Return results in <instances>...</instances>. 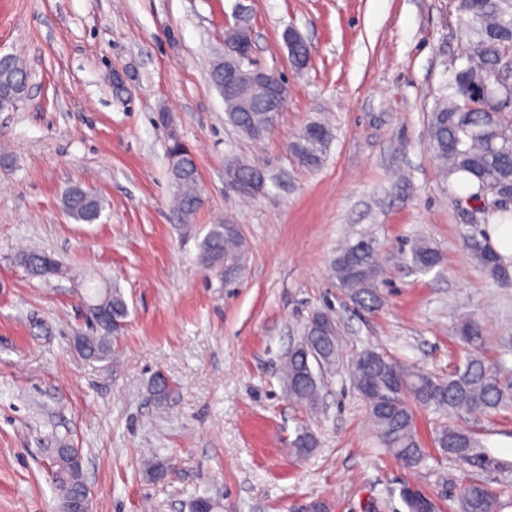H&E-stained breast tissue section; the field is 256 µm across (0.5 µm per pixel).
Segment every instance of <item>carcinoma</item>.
Instances as JSON below:
<instances>
[{
    "label": "carcinoma",
    "instance_id": "1",
    "mask_svg": "<svg viewBox=\"0 0 512 512\" xmlns=\"http://www.w3.org/2000/svg\"><path fill=\"white\" fill-rule=\"evenodd\" d=\"M457 35L463 43L462 63L449 71L446 94L436 101L429 115L431 150L445 177H459L473 189L471 196L495 199L512 193V114L487 112V97L495 93L511 97L512 89L491 83L502 62L512 57V0H457ZM29 74L21 60L9 56L0 61V90H8L20 103L27 95ZM212 86L223 92L224 58L218 57L210 69ZM249 79L241 80L238 97L224 100L226 119L244 135L255 138L271 130V114L256 103L242 112L239 105L252 99ZM333 133L320 121L307 124L290 143L298 163L308 169L321 165ZM175 210L187 224L202 202L200 175L193 155L182 153L178 164H170ZM62 207L78 223L93 224L101 216L102 200L80 186L67 189ZM468 254L498 283L506 286L512 273L496 252L470 233L463 237ZM242 238L235 224H211L198 244V260L226 280L235 278L243 264ZM408 263L428 272L439 263L435 249L426 241L417 242L409 252ZM32 275L49 278L58 274L61 264L52 255L30 250L20 255ZM332 277L345 297L362 309L371 307L381 269L376 259L375 242L359 238L347 244L331 262ZM89 302L114 324L129 316L127 301L118 288H94ZM87 320L96 334L84 337L89 357L105 360L112 356L111 331L101 326L94 312ZM457 335L466 346L465 355L446 375L436 376L403 367L389 355L373 348L360 353L353 364V384L365 401L376 433L398 460L408 467H419L430 457L417 431L414 408L431 410L441 416L468 413L489 416L512 407V384L502 377L501 368L486 364L482 350L486 345L483 330L471 317L457 326ZM303 337L308 348L288 350L283 361V382L288 398L315 409L320 404L323 374L336 368L339 333L332 309L312 313ZM432 441L442 455L481 468L491 464L482 451V442L473 431L442 422ZM299 454L315 447L312 434L302 431L291 442ZM54 484L60 497L73 492L80 473L65 457H59ZM408 512H439V506L420 491L401 490ZM499 493L483 483L465 487L457 506L450 512H497Z\"/></svg>",
    "mask_w": 512,
    "mask_h": 512
}]
</instances>
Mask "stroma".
<instances>
[{
	"mask_svg": "<svg viewBox=\"0 0 512 512\" xmlns=\"http://www.w3.org/2000/svg\"><path fill=\"white\" fill-rule=\"evenodd\" d=\"M247 6L254 64L278 71L288 98L258 139L225 120L209 81L224 31ZM310 43L288 63L287 27ZM455 0H0V55L26 62L29 92L0 112V512H59L49 451L78 449L92 512H189L193 495L224 512H289L320 500L328 512H406L411 486L439 505L471 482L512 487V408L479 419L491 469L432 453L409 468L376 437L353 387L351 363L374 347L432 374L463 355L456 329L478 319L484 357L512 369V288L465 251L487 234L491 199L443 178L427 115L461 56ZM123 76L112 85V72ZM333 140L323 164L289 151L307 123ZM194 154L204 204L192 233L171 210L168 149ZM261 167L263 192L242 203L225 182L228 161ZM74 185L98 194L93 224L69 218ZM238 225L239 277L224 281L197 259L215 219ZM372 238L382 269L377 303L346 300L330 265L346 242ZM439 264L404 263L415 239ZM51 253L62 272L32 277L18 256ZM121 289L129 307L111 359L82 356L87 279ZM331 307L343 338L322 400L291 401L280 362L311 313ZM169 387L155 396L151 382ZM312 453L291 447L300 431ZM155 456L165 477L140 466Z\"/></svg>",
	"mask_w": 512,
	"mask_h": 512,
	"instance_id": "obj_1",
	"label": "stroma"
}]
</instances>
